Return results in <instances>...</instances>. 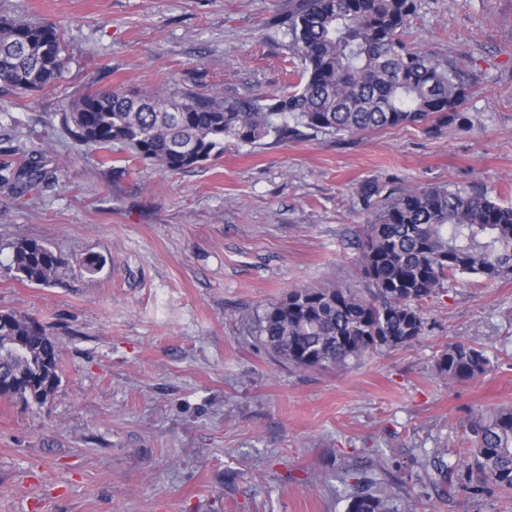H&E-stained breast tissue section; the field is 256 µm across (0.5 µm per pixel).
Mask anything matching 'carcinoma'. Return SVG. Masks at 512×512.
<instances>
[{
	"label": "carcinoma",
	"mask_w": 512,
	"mask_h": 512,
	"mask_svg": "<svg viewBox=\"0 0 512 512\" xmlns=\"http://www.w3.org/2000/svg\"><path fill=\"white\" fill-rule=\"evenodd\" d=\"M416 0H292L275 17L299 59L300 80L287 93L228 98L221 93L172 90L88 91L64 113L73 149L109 151L124 145L133 158L161 171L194 168L224 154L226 144L252 146L308 132L355 135L404 124L429 133L466 130L473 119L463 106L471 87L453 62L442 64L407 38ZM65 42L59 29L24 19L0 18V82L18 96L41 91L61 78ZM33 150L0 167V188L22 196L56 180ZM368 223L359 231V267L366 292L340 285L295 288L268 306L258 323L260 344L299 368H341L423 335L421 303L444 291L456 275L487 282L512 274V203L493 199L477 184L385 191L361 190ZM13 268L34 285L58 280L62 261L43 242L15 247ZM51 359L49 386L36 380L42 356ZM483 348L450 342L436 361L450 381L475 379L491 368ZM0 374L17 376L0 397L44 403L58 375L57 343L26 315L0 311ZM468 457L462 460L477 494L493 486L512 491V408L480 413L459 425ZM427 484L450 496L453 479L443 464L428 468ZM347 512H413L398 507L388 483L351 479Z\"/></svg>",
	"instance_id": "carcinoma-1"
}]
</instances>
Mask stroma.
I'll use <instances>...</instances> for the list:
<instances>
[{
	"label": "stroma",
	"mask_w": 512,
	"mask_h": 512,
	"mask_svg": "<svg viewBox=\"0 0 512 512\" xmlns=\"http://www.w3.org/2000/svg\"><path fill=\"white\" fill-rule=\"evenodd\" d=\"M289 0H0V17L60 28L65 70L19 98L0 86V147L42 149L49 186L0 190V310L47 326L60 382L42 404L0 398V512H346L349 467L390 473L416 512H512L472 494L457 429L512 407V276H459L422 304L424 333L345 369L266 351L258 319L291 289L366 290L353 243L360 188L478 183L512 202V0H419L408 38L454 61L470 131L406 124L361 135L226 146L178 172L119 144L73 153L62 115L90 89L236 98L292 90L300 62L272 19ZM25 239L65 267L50 286L12 266ZM102 258L97 272L81 265ZM497 363L437 378L444 347ZM447 465L455 491L427 487Z\"/></svg>",
	"instance_id": "35a3bbf8"
}]
</instances>
